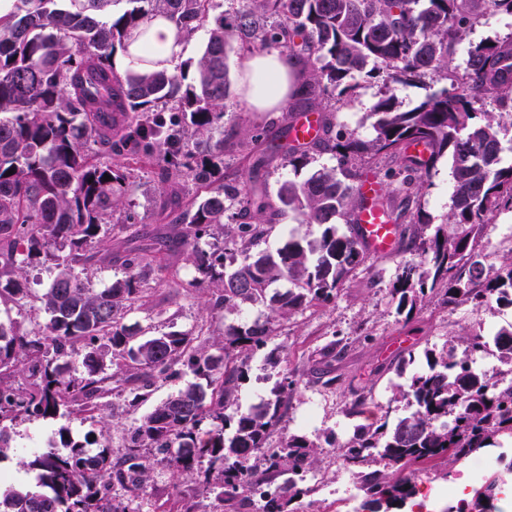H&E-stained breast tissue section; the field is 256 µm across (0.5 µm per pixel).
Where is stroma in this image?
Listing matches in <instances>:
<instances>
[{
  "label": "stroma",
  "instance_id": "obj_1",
  "mask_svg": "<svg viewBox=\"0 0 512 512\" xmlns=\"http://www.w3.org/2000/svg\"><path fill=\"white\" fill-rule=\"evenodd\" d=\"M511 33L512 17L492 15L483 19L465 39L452 46V69L456 74H463L472 47ZM243 58V51L237 49L228 55L229 77L234 87L224 108V123L257 132L260 139L255 142L247 138L242 145L226 146L224 167L217 171L216 180L247 185L257 180L273 196L282 180L305 178L308 170H293L287 159L279 155L270 160L261 175H254L250 156L263 151L278 136L282 115L278 112H254L248 108L237 85ZM447 85V79L438 75L410 84L389 85L379 79L362 78L357 88L341 100L325 97L321 105L333 113L337 128L368 140L373 136L368 113L382 91L394 94L403 107L410 108L427 93L440 91ZM132 182V192L125 208L127 230L100 233L95 242L96 251L113 252L117 259L109 265L91 267L88 275L92 287L100 290L123 278L120 256L130 249H143L148 251L155 266L161 267L164 282L152 291L146 306L129 313L125 319L127 326L144 337L171 331L187 332L203 325L223 327V315L212 314L206 306V291L194 287L197 272L187 261L183 249H161L157 246L158 238L171 229L166 220L173 198L170 187L162 183L155 169L147 165L134 170ZM451 195V161L445 157L432 169L418 194L417 206L431 225L446 223ZM477 244L489 246L488 264L500 265L512 250V213L502 211L488 215ZM414 260L408 239H401L394 255L372 258L361 265L332 302L279 321L266 349L258 351L250 361L249 377L239 390L240 407L245 409L258 404L262 397L268 396L278 373L287 371L294 374L297 386L283 421L285 433L312 438L332 431L341 440L351 426L345 414L350 402V385H373L375 396L365 408L366 416L397 418L404 414L405 408L403 404L391 403L388 381L399 370L407 376L413 373L414 367L408 362L410 354L442 347L452 334L487 333L512 323V306L496 304L479 310L468 304L446 306L434 301L411 315L397 314L388 289L402 268ZM52 277L47 268L30 269L29 298L20 307L1 303L0 321L15 319L25 325L44 321L39 297ZM401 338L407 340V349L392 352L393 343ZM338 339L344 340L347 349L334 364L335 385L325 388L309 383L308 374L319 357L320 349ZM190 381L189 375H173L158 382L134 405L129 404L124 393L108 392L101 400V411L82 421L58 417L16 422L12 427L14 449L6 458L0 459V469L10 470L17 485L33 486L31 472L21 464L24 457L21 445L29 438L45 434L52 436L64 428L76 441L92 436L100 443L107 439L119 443L136 420L170 394L184 389Z\"/></svg>",
  "mask_w": 512,
  "mask_h": 512
}]
</instances>
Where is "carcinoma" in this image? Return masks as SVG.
Masks as SVG:
<instances>
[{"label": "carcinoma", "mask_w": 512, "mask_h": 512, "mask_svg": "<svg viewBox=\"0 0 512 512\" xmlns=\"http://www.w3.org/2000/svg\"><path fill=\"white\" fill-rule=\"evenodd\" d=\"M121 1L129 8L116 15L112 7ZM213 2L8 0L0 12V302L28 296L33 262L54 270L39 297L44 322L29 329L0 322V457L11 450V425L23 417L81 416L114 383L134 405L176 369L194 378L139 419L115 448L105 442L91 454L59 433L60 445L24 462L35 487H0V512H141L159 466L177 481L203 475L194 491H178L179 512H203L202 497L224 505V512H255V487L270 491L261 512H288L303 477L320 468L321 442L303 434L271 441L295 391L290 374L275 382L271 397L246 410L238 388L249 376L250 358L274 334V321L331 301L367 260L356 237L339 232L333 219L370 203L393 223L406 212L389 196L369 202L360 195L355 161L364 154L399 160L385 177L399 180L405 206L440 158L452 161L448 220L455 232L440 225L428 233L419 211L402 228L421 260L391 283L397 312L412 313L438 286L452 304L512 305V252L491 273L476 249L487 214L512 211V166H501L498 137V116L512 113V34L469 51L465 93L429 94L408 110L383 94L369 112L375 131L369 141L333 132L324 113L321 136L296 146L289 141L293 112H286L279 141L254 159L255 173L269 153L280 151L295 170L325 152L340 164L302 181L283 180L277 201L256 183L214 185L224 144L250 135L224 127L233 47L278 46L303 60L299 95L304 111L313 112L316 99L346 95L350 80L374 77L379 63L393 65L387 80L396 83L448 76L452 44L488 13L512 16V0H244L208 30L193 76L152 57V20L173 23L184 41L206 24ZM135 43V60L117 70V49ZM482 100L494 110L475 112ZM112 154L154 163L161 181L190 182L204 192L186 205L175 200L170 223L199 283L212 287L209 308L227 315L262 307L270 316L226 323L219 334L168 332L141 340L123 320L147 291L149 258L126 254L124 278L100 291L82 281L76 267L91 263V243L116 224L132 186L128 173L104 161ZM290 213L323 227L321 234L296 233L274 252L256 250ZM219 235L223 247L202 246L203 238ZM280 282L289 288L276 289ZM449 342L462 345L467 358L450 360L445 349L410 357L424 370L404 386L390 384L391 401L407 400V413L393 422L384 416L358 423L338 444L342 465L373 512H398L414 494L411 477L393 478L391 471L462 463L497 446L500 436L512 437V382H486L468 359L489 346L512 372V324L491 336L476 332ZM77 343L82 371L72 374L68 358ZM350 395L347 415L363 414L372 390L352 386ZM261 448L265 463L258 466L253 458ZM509 475L511 463L475 491L470 512H494L500 481ZM111 486L121 493L109 496Z\"/></svg>", "instance_id": "carcinoma-1"}]
</instances>
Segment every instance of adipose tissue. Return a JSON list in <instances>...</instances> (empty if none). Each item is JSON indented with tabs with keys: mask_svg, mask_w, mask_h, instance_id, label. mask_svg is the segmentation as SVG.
Here are the masks:
<instances>
[{
	"mask_svg": "<svg viewBox=\"0 0 512 512\" xmlns=\"http://www.w3.org/2000/svg\"><path fill=\"white\" fill-rule=\"evenodd\" d=\"M305 78L303 63L288 52L255 53L240 72L243 98L255 112L282 108Z\"/></svg>",
	"mask_w": 512,
	"mask_h": 512,
	"instance_id": "ef3b65f1",
	"label": "adipose tissue"
}]
</instances>
